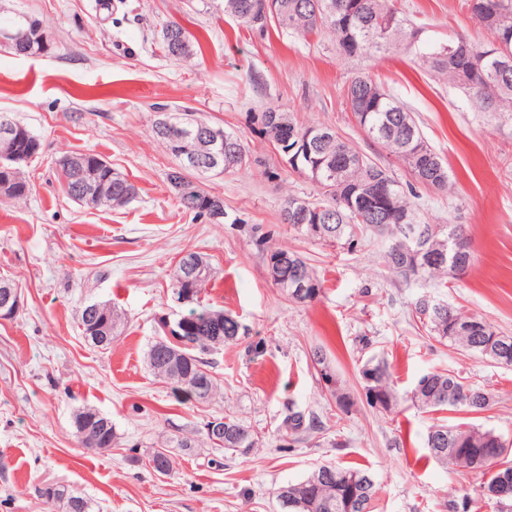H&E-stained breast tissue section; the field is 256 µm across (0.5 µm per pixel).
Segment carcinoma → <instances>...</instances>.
Listing matches in <instances>:
<instances>
[{
    "label": "carcinoma",
    "instance_id": "cac0c4a2",
    "mask_svg": "<svg viewBox=\"0 0 512 512\" xmlns=\"http://www.w3.org/2000/svg\"><path fill=\"white\" fill-rule=\"evenodd\" d=\"M308 0H282L288 5V18L279 28L289 34L301 37L326 34L333 38L336 50L347 57H371L386 52L402 43L412 45L418 42L420 31L412 26L402 9L397 7V0H319L321 9L315 13L306 7ZM260 0H224V14L234 19L239 25L263 32L268 21L258 7ZM471 14L483 27L493 35L487 44L475 43L459 36L448 39L456 52L448 53L445 45L435 44L420 54L421 67L433 78L445 79L458 84L468 93L474 108L479 112H512V74L507 78H498L490 73L492 59L487 53L506 49L512 53V0H467ZM347 89L356 90L357 97H347L350 108L365 132L376 129L371 139L390 153L407 160L411 149L409 140L424 142L421 129L415 116L401 105L381 85L369 76L360 74L351 79ZM275 117L284 122L287 129L301 137L314 129H323L325 125H303L298 123L288 112L276 107H269L261 113L259 119ZM186 130L173 132V137L164 139L162 144L174 158L176 165L182 167L189 178L198 176L192 165L177 152L176 142L179 134ZM232 146L231 151H224L216 158L206 155L205 141L195 143V152L203 155L201 164H218L226 167L231 162L236 167H243L248 161L247 149L233 132H224ZM15 140L0 137V177L12 183V198L22 199L29 191V183L22 168L11 169L5 158L14 150ZM312 157L329 155L335 168L339 171V180L323 182L315 186L316 195L308 200L309 213L316 216L337 212L339 220L330 224L331 233L323 238L330 244L343 242L352 247L358 235L369 232L385 241L384 260L388 267L402 278L409 280L417 277H436L443 281L455 278V272L463 273L472 264L473 255L470 242L457 225L448 226L421 224L424 246L433 251L448 250V235L455 233L461 239V247L452 251L450 261L445 265L416 268L411 260L396 253L392 244L402 236L405 219L411 214V204L403 187L394 177L391 182L390 210L394 221L390 224H374L363 212L360 204V190L388 171L377 162L359 151L350 141L337 132H332V140L311 145ZM60 176L68 196L78 184V172L74 171L66 159H61ZM87 166L95 170L100 177H110L112 181V201L108 208L118 210L135 200L138 188L127 178L112 171V165L103 158L88 155ZM441 173L428 176L422 185L444 191L449 186L448 169L440 163ZM213 194L199 189L192 197L178 198L182 209L195 217L213 219L210 199ZM288 256L283 264L277 286L284 289L288 282L302 275L313 284V293L301 298L289 296L294 302L308 303L315 300L322 291V282L312 266L300 255L283 249H274L267 253L266 260L278 256ZM205 257L195 251L185 252L179 261L181 273L188 280L179 284L178 272H173L172 280L177 294L192 292L203 288L210 279L212 269H207L203 277L193 274L196 262ZM425 300L420 298L414 304V313L429 333L441 342L463 351L472 352L502 367H512V336H505L487 325L485 332L461 333L460 323L469 320L479 324L486 321L461 309L446 306L440 310L425 313ZM82 334L88 343L98 349L112 348V340L104 344L97 342L91 320L80 317ZM239 335V324L224 311L203 308L189 313L186 329L174 335V340L162 338L155 341L147 351L146 361L154 376L165 379L166 372L161 364L152 359L164 352L174 362L176 388L184 389L187 397L196 401L211 399L215 391V380L209 367L210 362L204 355L216 349L209 339L219 336L222 343L233 342ZM363 391L368 406L390 410L396 405L397 395L390 385L389 373L385 363L373 359L366 362L361 371ZM411 401L422 409L429 411H454L465 409L478 413L492 406V396L480 388H474L462 381V378L450 371H431L421 376L412 390ZM224 439L222 448H252L255 441L249 430L236 419L224 416ZM82 423L86 439L82 447L91 451H105L112 448L116 438L112 419L92 409L77 411L74 423ZM313 424L305 422V417L298 411L288 415V429L291 435L298 436L311 429ZM425 448L429 456L444 466L459 467L482 476L484 495H489L490 486L496 481L498 472L512 474V441L504 438L492 429L472 423L433 424L429 427ZM378 493L374 477L365 469L343 467L340 465L321 464L298 483H289L279 487L276 496L288 512H306L303 502L312 500L317 504L316 512H372L373 501ZM62 502L66 512H90L88 500L72 493L63 486L54 489V497L46 498V503Z\"/></svg>",
    "mask_w": 512,
    "mask_h": 512
}]
</instances>
